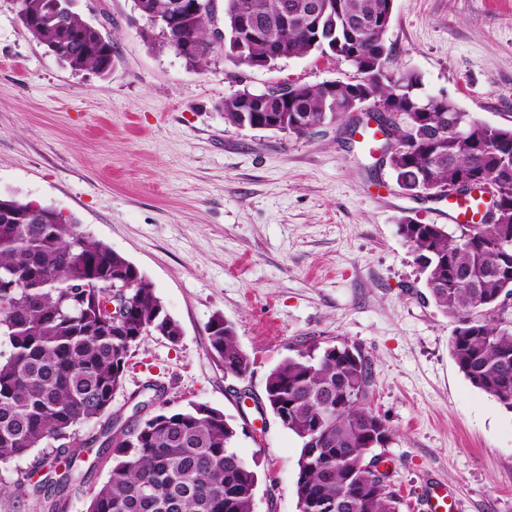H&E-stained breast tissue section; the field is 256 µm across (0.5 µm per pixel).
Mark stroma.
<instances>
[{
    "mask_svg": "<svg viewBox=\"0 0 512 512\" xmlns=\"http://www.w3.org/2000/svg\"><path fill=\"white\" fill-rule=\"evenodd\" d=\"M76 8L112 38L107 75L71 70L0 0V193L56 208L125 256L181 324L178 342L152 334L133 347L113 408L152 380L168 410L222 411L258 473L254 512H298L301 443L252 403L298 350L354 345L372 363L369 406L393 433L385 454L401 512H422L432 486L461 512H512V412L459 371L455 323L425 298L398 230L405 215L447 223V203L402 193L347 119L296 139L232 126L217 109L243 85L348 82L354 69L317 53L237 67L219 46L192 70L144 42L133 0ZM387 44L391 69L512 128V0H395ZM217 316L251 361L245 378L207 352ZM87 464L66 512H85L112 457L92 451Z\"/></svg>",
    "mask_w": 512,
    "mask_h": 512,
    "instance_id": "35a3bbf8",
    "label": "stroma"
}]
</instances>
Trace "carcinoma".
Here are the masks:
<instances>
[{
  "mask_svg": "<svg viewBox=\"0 0 512 512\" xmlns=\"http://www.w3.org/2000/svg\"><path fill=\"white\" fill-rule=\"evenodd\" d=\"M177 0H133L140 17L163 16ZM185 15L194 48L188 66L208 64L217 32L216 0ZM18 18L39 43L75 71L108 73L112 40L75 9V0H17ZM394 0H223L224 55L235 66L269 67L313 52L348 63L358 75L323 85L287 84L259 95L243 87L218 110L234 126L303 138L356 110L363 101L401 118L412 144L389 157L405 194L445 190L460 181H490L508 207L493 223L399 221L435 305L455 319L449 352L476 388L512 411V318L498 313L512 297V128L475 123L466 139L448 130L459 116L448 98L422 92L416 71L387 66ZM151 45L177 50L180 32L144 27ZM126 287V313L103 312L114 285ZM208 352L224 372L244 378L250 360L232 324L206 326ZM155 333L176 343L180 323L152 284L120 253L91 239L50 206L0 197V466L37 448L33 469L53 477L31 485L25 472L0 479V495L25 512H65L67 492L86 477L81 449L112 453L108 480L87 512H253L258 474L235 450L238 434L204 404L157 411L120 431L112 401L130 351ZM369 358L356 346H309L268 374L264 405L301 442L296 480L299 512H400L391 481L374 472L376 450L392 431L367 405ZM105 418L81 437V427Z\"/></svg>",
  "mask_w": 512,
  "mask_h": 512,
  "instance_id": "cac0c4a2",
  "label": "carcinoma"
}]
</instances>
